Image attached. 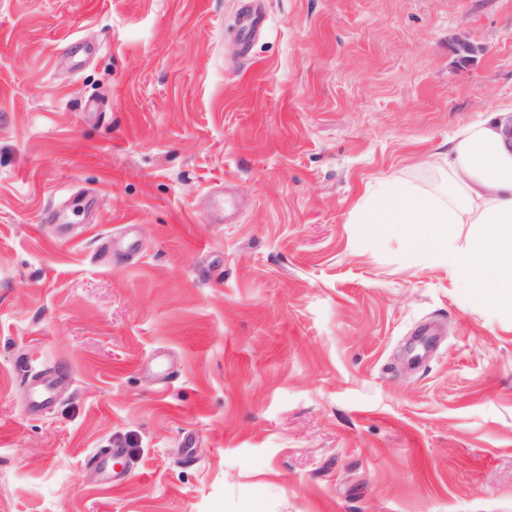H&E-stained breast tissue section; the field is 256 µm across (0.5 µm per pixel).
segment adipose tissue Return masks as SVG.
<instances>
[{
  "mask_svg": "<svg viewBox=\"0 0 512 512\" xmlns=\"http://www.w3.org/2000/svg\"><path fill=\"white\" fill-rule=\"evenodd\" d=\"M448 186L424 194L395 181L378 184L359 206L357 223L403 226L425 243L435 265L462 275L478 299L493 298L512 311V148L494 115L461 129L450 141L446 158ZM478 230L464 247L454 244V228Z\"/></svg>",
  "mask_w": 512,
  "mask_h": 512,
  "instance_id": "ef3b65f1",
  "label": "adipose tissue"
}]
</instances>
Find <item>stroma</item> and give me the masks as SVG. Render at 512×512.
<instances>
[{
  "instance_id": "1",
  "label": "stroma",
  "mask_w": 512,
  "mask_h": 512,
  "mask_svg": "<svg viewBox=\"0 0 512 512\" xmlns=\"http://www.w3.org/2000/svg\"><path fill=\"white\" fill-rule=\"evenodd\" d=\"M244 6L0 0V512H512V313L354 221L512 105V0ZM40 380L37 390L32 391L30 407L39 411L50 406L56 401V388L52 379L45 378L44 375L37 377L34 381ZM125 457L120 448H106L105 450L94 452L88 459V464L94 469L101 471L108 478L115 479L117 464Z\"/></svg>"
}]
</instances>
